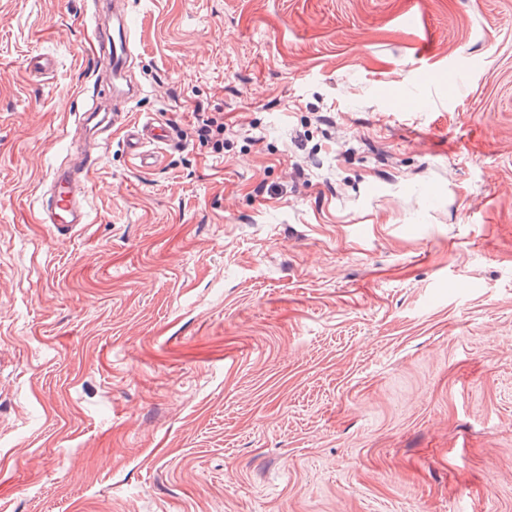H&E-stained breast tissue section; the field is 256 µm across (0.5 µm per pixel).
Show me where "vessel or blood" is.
I'll use <instances>...</instances> for the list:
<instances>
[{
  "label": "vessel or blood",
  "mask_w": 512,
  "mask_h": 512,
  "mask_svg": "<svg viewBox=\"0 0 512 512\" xmlns=\"http://www.w3.org/2000/svg\"><path fill=\"white\" fill-rule=\"evenodd\" d=\"M98 44L97 60L109 76L113 98L127 100L133 97L135 89L127 81V68L131 59L130 32L124 19H117L110 28L94 30ZM163 123L149 120L143 125L130 127L127 133V149L137 159L142 169H152L156 162L153 145L166 142ZM86 182L83 173L70 169L56 168L52 176L53 192L47 202L50 224L60 230H72L76 225L86 223L87 214L75 205V196Z\"/></svg>",
  "instance_id": "b4317fda"
}]
</instances>
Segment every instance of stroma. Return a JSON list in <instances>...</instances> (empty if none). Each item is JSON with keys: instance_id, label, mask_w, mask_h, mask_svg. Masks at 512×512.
<instances>
[{"instance_id": "obj_1", "label": "stroma", "mask_w": 512, "mask_h": 512, "mask_svg": "<svg viewBox=\"0 0 512 512\" xmlns=\"http://www.w3.org/2000/svg\"><path fill=\"white\" fill-rule=\"evenodd\" d=\"M95 3L0 0V512H512V0H119L90 150ZM95 39L98 44L97 60L108 72L110 92L114 99L129 100L135 88L127 81V68L131 59L130 32L123 18H118L112 27H96ZM166 127L160 121L148 120L141 127L133 126L127 133V149L129 154L137 159L139 167L145 170L152 169L157 156L154 151L144 150L146 144H166L168 135ZM86 181L83 171L75 173L64 167L56 168L52 176L53 192L47 202L46 224H53L57 230L71 231L76 225L87 223L86 212L75 205V195L80 194Z\"/></svg>"}]
</instances>
